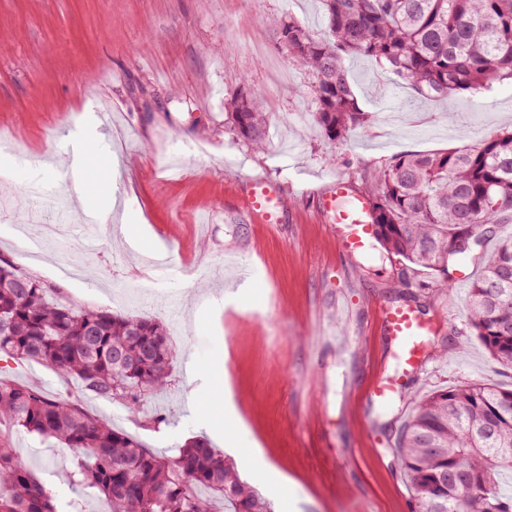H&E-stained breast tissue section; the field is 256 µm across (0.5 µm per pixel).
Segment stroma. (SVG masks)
I'll use <instances>...</instances> for the list:
<instances>
[{
  "label": "stroma",
  "instance_id": "obj_1",
  "mask_svg": "<svg viewBox=\"0 0 512 512\" xmlns=\"http://www.w3.org/2000/svg\"><path fill=\"white\" fill-rule=\"evenodd\" d=\"M289 15L323 36L319 0H0V135L26 171L0 184V255L43 281L50 299L162 321L175 352L165 392L140 413L84 394L36 363L0 361V375L66 401L173 456L202 436L231 460L270 512H411L395 446L416 405L444 387L474 382L512 387L469 324L463 267L481 270L494 237L478 236L448 265L449 285L422 271L405 300L401 264L380 244L348 251L317 193L403 152L480 147L512 129V83L445 101L419 99L368 57L345 66L368 123L339 142L312 119L308 73L282 80L286 61L268 18ZM249 88L268 112L257 150L224 123V104ZM112 103L121 116L99 144L114 159L87 176L92 204L112 183L146 240L163 243L177 277L153 279L119 222L75 217L63 163L86 114ZM276 183L284 223L264 224L244 207L249 184ZM53 182L56 217L71 226L30 257L15 224L30 214L29 190ZM253 285L239 288L242 260ZM235 286L238 296L225 297ZM411 305L433 327L421 369L386 404L369 388L394 374L393 349L378 327L383 307ZM21 459L69 512H109L107 501L72 482L74 453L13 433Z\"/></svg>",
  "mask_w": 512,
  "mask_h": 512
}]
</instances>
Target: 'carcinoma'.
I'll return each instance as SVG.
<instances>
[{"label":"carcinoma","mask_w":512,"mask_h":512,"mask_svg":"<svg viewBox=\"0 0 512 512\" xmlns=\"http://www.w3.org/2000/svg\"><path fill=\"white\" fill-rule=\"evenodd\" d=\"M327 36L294 18L270 20L275 41L313 76V118L330 140L368 120L349 83L345 60L374 58L424 99L475 94L512 81V0H321ZM238 140L264 146L266 113L251 91L227 102ZM381 247L403 263V284L425 269L448 282V247L458 236L494 230L512 213V130L474 150L407 152L363 175ZM469 321L490 355L512 367V237L487 255L469 293ZM34 362L74 378L81 391L131 412L142 396L168 386L173 349L166 326L143 316L74 308L52 301L47 286L0 258V355ZM55 440L76 452L74 482L96 489L111 512H213L211 496L229 512H268L233 465L208 440L187 439L168 459L90 413L34 386L0 376V512H61L55 496L24 464L9 431ZM398 460L413 512H512V389L471 383L435 391L405 422ZM454 465L478 482L457 497L434 476Z\"/></svg>","instance_id":"cac0c4a2"}]
</instances>
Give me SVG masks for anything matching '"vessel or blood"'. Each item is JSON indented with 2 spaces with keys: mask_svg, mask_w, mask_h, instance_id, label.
Returning a JSON list of instances; mask_svg holds the SVG:
<instances>
[{
  "mask_svg": "<svg viewBox=\"0 0 512 512\" xmlns=\"http://www.w3.org/2000/svg\"><path fill=\"white\" fill-rule=\"evenodd\" d=\"M341 197L347 198L348 206L336 217V231L342 234L345 247L354 252L363 249L373 236L371 203L361 196L349 197L346 185L338 181L322 192L320 201L323 210H331L336 199ZM247 206L263 223L278 224L282 221L284 200L273 183L253 181ZM380 320L382 331L400 366L398 373L382 377L371 388L372 397L384 402L399 391L407 374L421 366L422 349L426 336L430 334V324L426 318L407 307L383 309Z\"/></svg>",
  "mask_w": 512,
  "mask_h": 512,
  "instance_id": "vessel-or-blood-1",
  "label": "vessel or blood"
}]
</instances>
